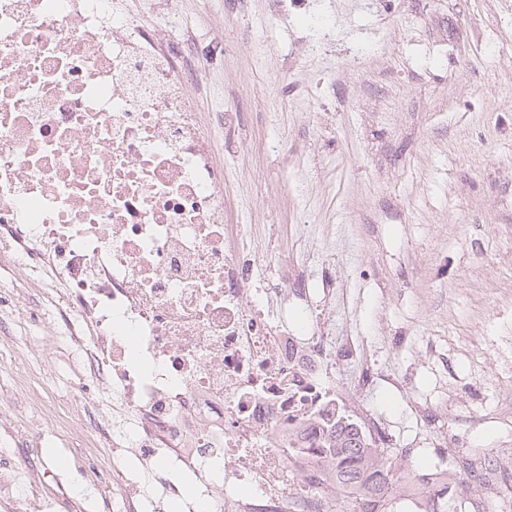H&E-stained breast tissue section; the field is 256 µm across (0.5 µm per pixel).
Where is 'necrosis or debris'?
<instances>
[{
	"label": "necrosis or debris",
	"instance_id": "1",
	"mask_svg": "<svg viewBox=\"0 0 512 512\" xmlns=\"http://www.w3.org/2000/svg\"><path fill=\"white\" fill-rule=\"evenodd\" d=\"M190 51L125 0H0V253L61 304L74 385L112 435L113 512H331V374L356 349L304 318L309 289L270 305L224 221ZM435 456L390 498L430 512Z\"/></svg>",
	"mask_w": 512,
	"mask_h": 512
}]
</instances>
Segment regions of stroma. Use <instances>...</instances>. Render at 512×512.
I'll use <instances>...</instances> for the list:
<instances>
[{
  "label": "stroma",
  "instance_id": "obj_1",
  "mask_svg": "<svg viewBox=\"0 0 512 512\" xmlns=\"http://www.w3.org/2000/svg\"><path fill=\"white\" fill-rule=\"evenodd\" d=\"M331 44L274 16L269 0H183L178 25L145 12L175 42L192 32L200 55L198 112L217 109L235 131L217 136L236 193L226 223L248 214L263 239L280 225L282 269L257 256L266 287L305 281L316 317L366 361L336 370V388L381 419L396 469L426 467L447 438L460 506L478 474L512 448L500 401V340L512 341V0H321ZM223 44V56L211 48ZM334 300L323 301V284ZM0 348V512L22 496L39 512H107L117 486L85 460L109 451L79 420L69 348L49 330L12 323ZM399 380V388L386 384ZM70 461L53 467L56 457ZM51 468L41 485L27 472Z\"/></svg>",
  "mask_w": 512,
  "mask_h": 512
}]
</instances>
